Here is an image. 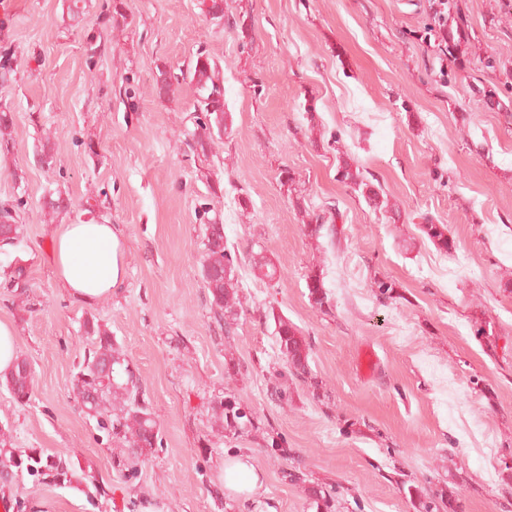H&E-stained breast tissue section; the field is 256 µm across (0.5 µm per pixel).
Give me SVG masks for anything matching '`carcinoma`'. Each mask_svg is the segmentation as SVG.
I'll return each mask as SVG.
<instances>
[{
	"label": "carcinoma",
	"mask_w": 512,
	"mask_h": 512,
	"mask_svg": "<svg viewBox=\"0 0 512 512\" xmlns=\"http://www.w3.org/2000/svg\"><path fill=\"white\" fill-rule=\"evenodd\" d=\"M442 39L446 43L448 57L460 60L470 49V33L463 18L452 12L448 21L440 26ZM190 79L198 89L195 111L196 131L191 148L197 157H208L216 140L224 134V77L217 63L204 51L196 55L182 79ZM488 108L512 116V106L500 99L491 86L479 90ZM13 116L0 112V148L9 150ZM337 173L340 181L351 186L364 198L369 207L384 215L396 216L399 209L390 202L380 185L368 180L359 166L348 159L338 157ZM19 205L5 203L0 206V250L15 246L20 239L21 225L17 224ZM422 233L438 250L451 254L456 251L454 239L448 236L445 224H423ZM200 276L208 290L210 312L224 331L229 333L244 313L238 296V270L241 268L240 252L230 249L224 234V224L210 222L203 227L201 240ZM249 265L255 277L268 284L277 280V270L262 253H249ZM306 288L310 301L318 309L329 303L324 272L312 269L306 277ZM264 319L273 321L274 336L284 362V369L292 376L303 378L309 374V342L287 317L269 308ZM84 333L91 348L79 363L74 378L73 391L86 413L97 418L99 427L112 436V440L123 448L116 460L115 468L125 481L137 479L142 464L155 449L162 447V435L149 405L142 398L139 378L130 368L129 361L116 345L112 332L100 324L87 320ZM4 384L18 402L29 400L33 378L27 359L18 358L14 368L3 375ZM213 423L232 436L239 437L254 428L252 411L240 404L232 394L209 406ZM7 434L0 430V468L12 467L24 470L29 475L51 479L55 483L71 482L73 471L70 463L57 454H45L32 450L17 454L7 448Z\"/></svg>",
	"instance_id": "obj_1"
}]
</instances>
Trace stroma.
Segmentation results:
<instances>
[{"mask_svg": "<svg viewBox=\"0 0 512 512\" xmlns=\"http://www.w3.org/2000/svg\"><path fill=\"white\" fill-rule=\"evenodd\" d=\"M450 3L476 44L462 70L438 48L428 0H224L220 19L201 0H0V65L12 69L0 107L14 117L0 203L23 201L21 240L0 252V320L35 378L24 404L0 386V427L16 452L62 453L75 473L66 486L15 473L0 512H317L313 484L331 512H425L443 497L457 512H512V118L478 93L512 99V0ZM200 48L223 72L227 114L205 162L186 146L195 84L153 91L159 70L178 73ZM340 149L399 220L338 181ZM57 192L68 209L52 215ZM307 213L333 214V230L309 236ZM91 214L121 228L127 259L121 286L89 306L59 286L49 247L57 225ZM214 217L229 245L260 244L280 274L270 288L241 267L245 313L228 333L199 273ZM427 217L447 225L456 256L421 233ZM318 266L324 312L306 288ZM18 267L22 294L7 286ZM376 279L394 283L392 298L374 295ZM270 307L309 341L306 378L285 376ZM88 319L111 331L161 428L129 483L72 392ZM366 350L378 357L369 377ZM228 394L255 416L234 439L207 416ZM240 453L261 474L246 501L222 484Z\"/></svg>", "mask_w": 512, "mask_h": 512, "instance_id": "35a3bbf8", "label": "stroma"}]
</instances>
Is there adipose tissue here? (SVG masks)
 <instances>
[{"label":"adipose tissue","mask_w":512,"mask_h":512,"mask_svg":"<svg viewBox=\"0 0 512 512\" xmlns=\"http://www.w3.org/2000/svg\"><path fill=\"white\" fill-rule=\"evenodd\" d=\"M49 256L61 287L88 305L110 297L125 276L126 251L120 230L94 217L57 225Z\"/></svg>","instance_id":"adipose-tissue-1"}]
</instances>
